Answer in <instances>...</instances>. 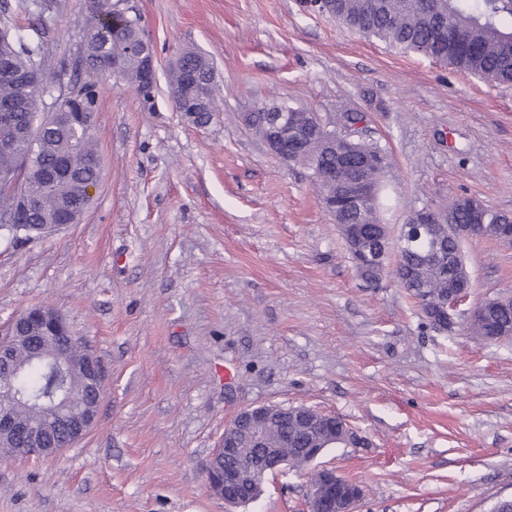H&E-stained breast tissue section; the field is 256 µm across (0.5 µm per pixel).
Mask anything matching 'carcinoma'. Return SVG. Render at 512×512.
<instances>
[{
	"label": "carcinoma",
	"instance_id": "cac0c4a2",
	"mask_svg": "<svg viewBox=\"0 0 512 512\" xmlns=\"http://www.w3.org/2000/svg\"><path fill=\"white\" fill-rule=\"evenodd\" d=\"M88 15L83 32L88 50L82 58L84 82H76L71 90L76 95L68 100L66 111H95L101 67L120 61L123 80L148 102L153 91L139 80L138 51L143 44L140 21L113 11L109 0H88ZM323 15L355 33L373 38L404 53L419 55L437 62H446L455 68L490 83L512 85V0H324ZM35 48L14 37L8 28L0 29V105L10 103L16 113L13 126L0 125V143L14 142L10 150L0 149V176L12 175L16 185H0V216L12 211L15 192L26 191L36 202L28 223L16 224V238L31 240L46 235L47 225L62 210L81 215L91 203L86 192L98 183L100 170L84 164L96 156L92 139L86 130L69 119L44 124L39 131L36 149H29L16 132L30 123L35 114L44 111L37 90L45 82L43 69L30 64V53ZM183 59L193 62L200 70V82L192 95L205 101L197 111L198 120L206 122L218 112L214 97V71L210 62L197 52L184 51ZM170 97L174 104L188 107L181 99L184 92L183 71L174 66L171 71ZM286 112L292 123L307 126L317 118L310 110L288 104L287 101L264 105L253 113L249 127L260 138L270 135L271 115ZM369 156L380 164L369 168L337 166L336 152L321 143L313 142L303 154L289 158L302 162L310 170V181L321 200L334 193L346 191L343 186H329L328 176L338 170L345 181L354 173L368 179L375 188L372 203L358 210L335 214L338 224H357L361 245L383 251L382 222L379 218L381 176L386 168V153L380 146L357 143L350 159L358 162ZM480 211L487 224H510L512 214L495 210L480 200H456L449 212L453 223L469 224L475 212ZM442 255H431L432 243L422 236L407 243L392 276L427 309H438L451 299V292L465 284V264L461 243L448 237L442 246ZM472 331L485 339L497 330L512 334V297L498 300L488 311L471 324ZM34 342H17L11 347L16 370L0 371V387H11L17 395L13 415L21 427L48 423L54 410L88 406L92 395L86 381L85 350L76 343L70 347L57 343L45 346L48 352L59 351L66 356L69 371L61 385L55 384L53 370L48 362L33 356ZM268 445L282 446V452L292 456L293 465H306L304 457L290 446V441L302 439L318 447L323 435L318 431L308 434L287 426L285 420L273 414L268 419ZM4 453L10 457L29 455L22 433L6 439ZM246 463L260 469L264 449L249 439H243Z\"/></svg>",
	"mask_w": 512,
	"mask_h": 512
}]
</instances>
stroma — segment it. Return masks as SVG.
Listing matches in <instances>:
<instances>
[{"label": "stroma", "mask_w": 512, "mask_h": 512, "mask_svg": "<svg viewBox=\"0 0 512 512\" xmlns=\"http://www.w3.org/2000/svg\"><path fill=\"white\" fill-rule=\"evenodd\" d=\"M86 0L0 22L48 56V98L73 65ZM155 49L144 106L98 86L101 162L79 223L17 242L0 230V327L48 304L99 360L92 431L56 458L0 456V512H225L203 465L245 408L342 417L357 445L316 467L363 489L357 512H489L512 494V339L469 329L512 295V244L465 239L471 281L435 329L391 277L357 275L303 166L271 154L244 113L285 99L388 155L382 220L471 197L512 213V87L354 34L298 0H123ZM186 48L215 68L220 112L187 123L167 70ZM307 471L268 475L244 512H307Z\"/></svg>", "instance_id": "1"}]
</instances>
